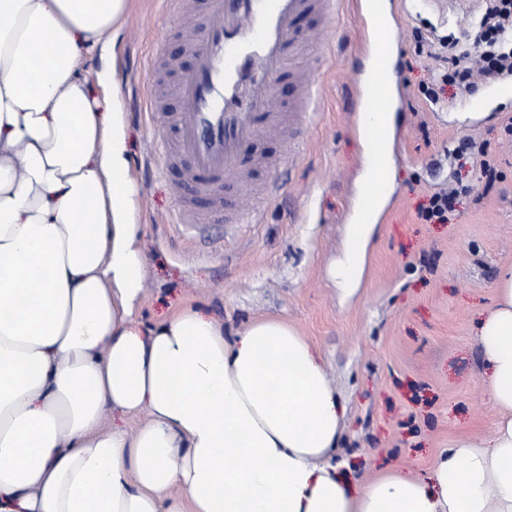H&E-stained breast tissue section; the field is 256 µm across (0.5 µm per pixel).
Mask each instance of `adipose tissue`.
<instances>
[{
	"mask_svg": "<svg viewBox=\"0 0 512 512\" xmlns=\"http://www.w3.org/2000/svg\"><path fill=\"white\" fill-rule=\"evenodd\" d=\"M129 0H0V512H512V265L478 325L491 439L442 449L422 478L354 487L344 407L285 321L228 338L191 307L137 319L120 89L94 92ZM394 113L368 127L367 199L391 169ZM372 225L336 275H361ZM145 415L134 430L107 415Z\"/></svg>",
	"mask_w": 512,
	"mask_h": 512,
	"instance_id": "1",
	"label": "adipose tissue"
}]
</instances>
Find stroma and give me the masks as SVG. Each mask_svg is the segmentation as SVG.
Returning a JSON list of instances; mask_svg holds the SVG:
<instances>
[{"label": "stroma", "instance_id": "stroma-1", "mask_svg": "<svg viewBox=\"0 0 512 512\" xmlns=\"http://www.w3.org/2000/svg\"><path fill=\"white\" fill-rule=\"evenodd\" d=\"M483 7V0H464L460 10L443 0L408 6L407 33L397 46L405 97L389 179L394 201L368 241L359 286L349 295L329 268L344 252L346 217L367 150L353 120L358 103L351 80L363 61L355 52L352 9L300 22L304 29L318 25L319 44L330 52L318 79L321 115L305 130L293 164L282 171L281 190L257 224L224 223L234 192L195 196L181 188L176 173L154 171L152 159L172 132L150 119L144 92L154 87L162 111H177L178 101L165 87L192 61L162 0H130L114 65L93 63L103 82L122 91L147 267L142 322L191 306L222 319L230 335L259 318L296 326L322 358L344 404L339 451L356 486L385 469L423 475L458 438L484 440L494 430L475 324L493 301L500 268L512 265V92L481 84L464 100L447 85L441 104L430 106L418 86L430 80L432 61L411 35L416 27L433 40L464 31ZM160 42L167 56L180 61L179 69L154 65ZM471 112L487 118L468 120ZM464 139L485 147L502 172L493 190H486L472 158L449 156V148ZM458 181L470 194L448 222L421 223L419 204ZM182 205L208 217L205 236L188 238L173 224Z\"/></svg>", "mask_w": 512, "mask_h": 512}]
</instances>
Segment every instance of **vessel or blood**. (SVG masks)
Masks as SVG:
<instances>
[{
	"label": "vessel or blood",
	"mask_w": 512,
	"mask_h": 512,
	"mask_svg": "<svg viewBox=\"0 0 512 512\" xmlns=\"http://www.w3.org/2000/svg\"><path fill=\"white\" fill-rule=\"evenodd\" d=\"M207 17L196 24L183 0H165L176 17L193 59L191 71L174 90L178 112L159 113L175 133L171 155L181 179L197 190L221 194L227 185L248 188L242 146L258 137L283 134L279 104L269 87L284 75L298 87L289 108L292 127L314 122L320 110L315 78L295 71L300 44L316 39V30H299V18L335 15L344 0H208Z\"/></svg>",
	"instance_id": "1"
}]
</instances>
